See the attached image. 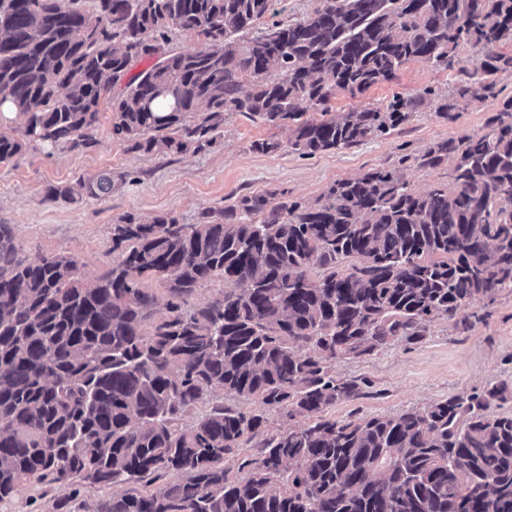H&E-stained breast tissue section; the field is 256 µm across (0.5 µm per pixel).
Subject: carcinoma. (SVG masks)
<instances>
[{"mask_svg":"<svg viewBox=\"0 0 512 512\" xmlns=\"http://www.w3.org/2000/svg\"><path fill=\"white\" fill-rule=\"evenodd\" d=\"M80 2L0 0V106L14 107L0 123H17V135L0 132V163L25 140L91 145L107 95L112 137L145 153L210 146L227 112L286 128L304 157L353 147L390 134L434 91L327 119L336 91L390 83L415 61L452 68L464 46L478 63L459 67L455 96L498 109L482 133L415 158L451 163L450 188L417 192L381 167L335 182L315 207L272 193L197 224L124 216L112 225L119 259L94 278L72 256L25 261L0 224V501L31 480L110 488L173 475L96 512H512V414L496 411L507 385L357 423L326 416L360 389L332 362L420 341L430 323L512 290V95L496 79L512 70L496 52L512 42V0H319L261 28L273 0H97L95 16ZM173 29L205 46L170 50ZM111 189L99 175L48 197ZM214 278L224 295L186 308ZM146 280L170 296L148 333ZM218 392L302 419L263 439L242 478L224 462L263 416L215 402L183 423Z\"/></svg>","mask_w":512,"mask_h":512,"instance_id":"cac0c4a2","label":"carcinoma"}]
</instances>
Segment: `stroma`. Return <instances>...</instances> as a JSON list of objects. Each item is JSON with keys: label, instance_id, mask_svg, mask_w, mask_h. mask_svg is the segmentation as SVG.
I'll return each instance as SVG.
<instances>
[{"label": "stroma", "instance_id": "35a3bbf8", "mask_svg": "<svg viewBox=\"0 0 512 512\" xmlns=\"http://www.w3.org/2000/svg\"><path fill=\"white\" fill-rule=\"evenodd\" d=\"M459 77L454 69L413 62L393 82L356 96L337 92L330 101L335 117L365 103H386L396 92L413 97L429 87L434 94L390 135L312 157L288 149L287 129L252 122L240 113L225 114L222 136L202 150L134 151L113 139L110 104L105 101L93 146L47 150L27 145L11 161L0 163V224L12 226L23 259L69 255L79 260L86 275L95 276L115 258L112 226L123 216L144 224L158 216L195 224L205 210L223 209L241 195L268 192L313 206L336 181L377 167L400 168L420 192L445 186L447 169L419 168L415 156L437 141L482 132L497 111L493 100H473L441 115L437 107L451 98ZM263 140L279 142V150H254V142ZM102 173L111 174L113 186L100 197L68 203L46 195L48 187L72 185ZM468 313L465 319L432 322L419 342L399 340L365 359L336 360L337 377L361 379L365 386L359 397L330 408L329 417L356 422L397 415L474 387L511 385L512 290L499 293L487 307L474 302ZM165 484L160 478L111 491L86 483L61 487L30 481L0 502V512H96L99 502L112 493H151Z\"/></svg>", "mask_w": 512, "mask_h": 512}]
</instances>
